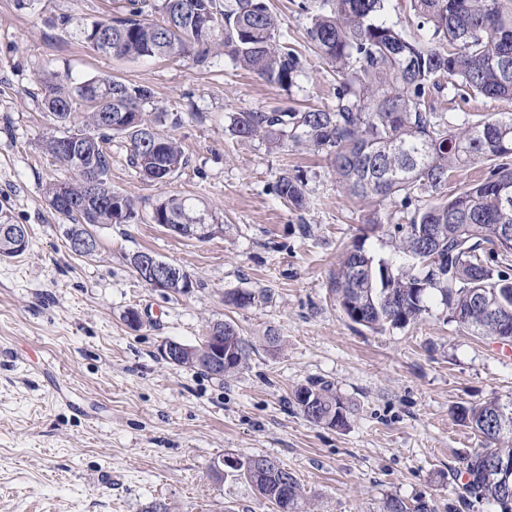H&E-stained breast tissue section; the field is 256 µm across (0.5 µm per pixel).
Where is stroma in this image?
<instances>
[{"label":"stroma","mask_w":512,"mask_h":512,"mask_svg":"<svg viewBox=\"0 0 512 512\" xmlns=\"http://www.w3.org/2000/svg\"><path fill=\"white\" fill-rule=\"evenodd\" d=\"M308 79L267 84L224 55L128 61L95 51L93 22L127 0H0V224H21L29 247L0 259V512H273L247 481L213 466L231 453L269 456L293 472L313 512H383L387 498H426L435 512H492L461 497L457 472L482 439L452 410L512 399V346L450 322L438 303L422 321L373 332L343 313L328 287L346 246L396 258L399 201L348 196L325 155L270 150L228 131L229 115L335 102L336 77L306 37L318 0H268ZM81 82L117 77L149 88L147 120L175 136L189 162L151 181L111 142V183L141 219L100 224L94 255L73 253L66 217L45 188L72 182L49 155L56 134L43 74ZM443 113H512V100L434 95ZM300 172L307 205L273 194ZM192 199L224 232L208 241L150 220L169 196ZM378 210L379 224L368 215ZM146 251L180 266L186 294L142 283L130 258ZM250 291L252 305H225ZM137 311L139 326L126 315ZM234 322L252 346L238 372L216 379L165 361L161 345L198 344L211 323ZM275 333L278 348L265 336ZM332 382L355 411L345 428L307 421L292 392Z\"/></svg>","instance_id":"stroma-1"}]
</instances>
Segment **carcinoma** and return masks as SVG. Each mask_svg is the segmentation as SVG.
I'll return each mask as SVG.
<instances>
[{"label": "carcinoma", "instance_id": "carcinoma-1", "mask_svg": "<svg viewBox=\"0 0 512 512\" xmlns=\"http://www.w3.org/2000/svg\"><path fill=\"white\" fill-rule=\"evenodd\" d=\"M128 12L94 23L87 41L101 33L119 37L108 53L126 60L142 57L191 56L205 64L219 49L235 65L270 84L291 86L304 73L298 52L281 40L277 16L266 0H127ZM421 34L410 38L388 17L390 0H319L307 39L336 75V104L290 112H233L229 131L240 140L259 138L272 149L305 146L326 155L338 184L361 201L406 202L422 194L435 196L423 209L395 225L398 252L408 266L376 260L358 242L347 249L329 277V289L344 314L372 331L405 327L428 311L436 300L448 321L475 336L493 337L491 323L478 302L486 294L503 315L512 318V247L505 244V225L512 210L503 207L512 195V113L473 120L469 115H444L433 110L431 92L447 87L466 89L485 98L512 100V0H407ZM45 106L52 115L81 87L102 94L86 108L82 129L101 140L96 162L106 171L94 189L127 214L139 218L135 203L112 190V136L130 145L128 161L165 180L187 165L188 157L172 136L140 119L138 126L100 127L101 114L115 110L108 96H128L138 106L152 97L150 89L110 77L73 85L49 73L42 78ZM490 162L488 175L445 197L455 172L479 160ZM284 202L305 205L303 181L282 175L275 186ZM72 222L67 238L86 234V227L112 223L107 208L86 207ZM213 216L187 198L171 196L158 203L155 224H208ZM224 341L241 356L224 366L238 371L249 356V343L225 321ZM207 337L187 347L180 366L210 374L199 358ZM293 403L312 423L336 418L347 426L352 407L329 381L303 385L291 393ZM456 418L483 437V445L466 459L473 482L468 493L501 509L500 485L485 473L487 462L512 458V400L493 398L471 405ZM231 472L244 478L274 512H308L297 477L280 463L267 466L253 457L239 459ZM384 512H429L428 505L390 497Z\"/></svg>", "mask_w": 512, "mask_h": 512}]
</instances>
